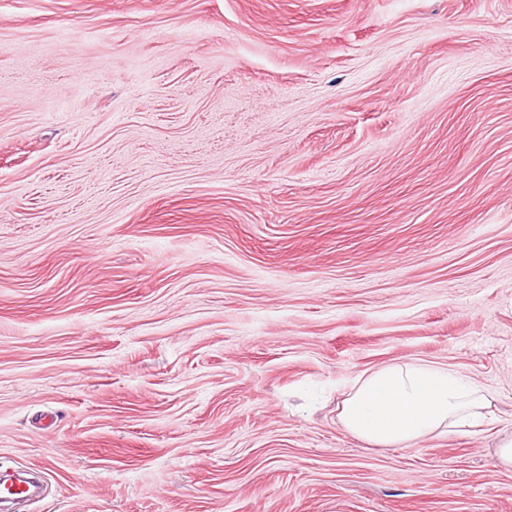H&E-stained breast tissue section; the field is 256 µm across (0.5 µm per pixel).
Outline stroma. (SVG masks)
<instances>
[{"instance_id": "35a3bbf8", "label": "stroma", "mask_w": 512, "mask_h": 512, "mask_svg": "<svg viewBox=\"0 0 512 512\" xmlns=\"http://www.w3.org/2000/svg\"><path fill=\"white\" fill-rule=\"evenodd\" d=\"M422 360L481 429L378 448ZM512 0H0V468L29 512H512ZM342 386L341 425L380 448H409L431 435L479 426L492 400L488 388L422 362L384 365Z\"/></svg>"}]
</instances>
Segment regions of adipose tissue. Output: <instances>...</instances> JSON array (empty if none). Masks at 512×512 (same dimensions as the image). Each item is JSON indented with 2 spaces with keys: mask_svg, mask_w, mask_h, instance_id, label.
I'll return each mask as SVG.
<instances>
[{
  "mask_svg": "<svg viewBox=\"0 0 512 512\" xmlns=\"http://www.w3.org/2000/svg\"><path fill=\"white\" fill-rule=\"evenodd\" d=\"M343 388L341 425L357 441L381 448H409L479 426L492 400L488 388L422 362L384 365Z\"/></svg>",
  "mask_w": 512,
  "mask_h": 512,
  "instance_id": "1",
  "label": "adipose tissue"
}]
</instances>
